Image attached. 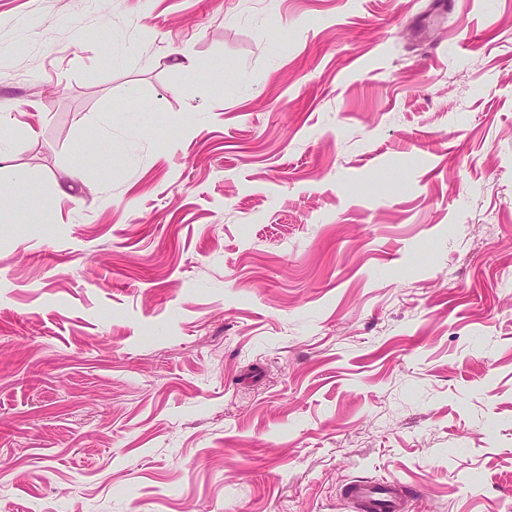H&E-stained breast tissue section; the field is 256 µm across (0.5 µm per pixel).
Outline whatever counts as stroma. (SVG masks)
Returning <instances> with one entry per match:
<instances>
[{
	"label": "stroma",
	"instance_id": "1",
	"mask_svg": "<svg viewBox=\"0 0 512 512\" xmlns=\"http://www.w3.org/2000/svg\"><path fill=\"white\" fill-rule=\"evenodd\" d=\"M431 11L0 0V512H512V0ZM403 488L398 480L382 484L354 482L347 486L346 498L356 512H406Z\"/></svg>",
	"mask_w": 512,
	"mask_h": 512
}]
</instances>
